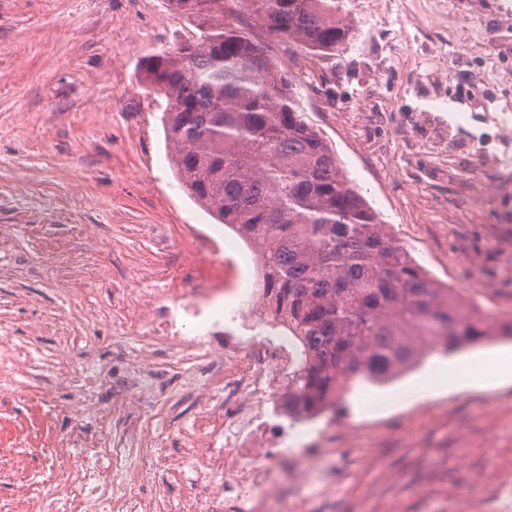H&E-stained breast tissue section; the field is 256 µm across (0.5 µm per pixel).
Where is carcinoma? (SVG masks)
Listing matches in <instances>:
<instances>
[{"mask_svg": "<svg viewBox=\"0 0 512 512\" xmlns=\"http://www.w3.org/2000/svg\"><path fill=\"white\" fill-rule=\"evenodd\" d=\"M197 30L145 56L146 91L167 99L165 139L188 194L263 254L269 305L306 354L294 385L318 412L361 384L390 381L427 342L455 351L498 332L426 276L306 121L300 86L224 0H165ZM267 32L315 55L353 33L342 0H239Z\"/></svg>", "mask_w": 512, "mask_h": 512, "instance_id": "obj_1", "label": "carcinoma"}]
</instances>
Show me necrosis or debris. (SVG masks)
I'll list each match as a JSON object with an SVG mask.
<instances>
[{
  "mask_svg": "<svg viewBox=\"0 0 512 512\" xmlns=\"http://www.w3.org/2000/svg\"><path fill=\"white\" fill-rule=\"evenodd\" d=\"M259 277L253 260L225 258L224 284L237 298L227 319L207 311L205 288L194 289L186 301L170 281H155L147 292L153 310L134 328L147 360L129 361L118 383L104 372L94 376L96 386L116 398L156 411L174 395L196 401L199 385L209 386L205 430L211 448L188 477L204 489L181 501V512H314L317 498L330 497L335 488L336 429L306 432L309 419L291 386L300 362L298 339L289 335L287 319L266 305ZM188 315L198 319L201 335L183 336ZM215 331L224 335L220 353L210 346ZM108 430L93 456L64 453L57 470L39 471L25 512H58L62 497L70 512H83L90 499L106 512H168L165 502H150L144 488L168 483L173 463L161 461L157 449L142 448L134 479H103L102 462L120 469L126 452L118 419Z\"/></svg>",
  "mask_w": 512,
  "mask_h": 512,
  "instance_id": "obj_1",
  "label": "necrosis or debris"
}]
</instances>
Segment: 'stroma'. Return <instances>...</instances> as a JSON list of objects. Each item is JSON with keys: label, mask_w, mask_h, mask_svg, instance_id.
<instances>
[{"label": "stroma", "mask_w": 512, "mask_h": 512, "mask_svg": "<svg viewBox=\"0 0 512 512\" xmlns=\"http://www.w3.org/2000/svg\"><path fill=\"white\" fill-rule=\"evenodd\" d=\"M354 37L318 56L240 20L299 85L307 121L425 272L483 311L512 315V0H343ZM188 31L164 0H0V473L22 512L35 465L95 447L107 417L133 448L183 465L203 406L144 421L137 402L85 389L68 366L138 352L113 321L146 315L133 289L183 269L190 225L213 219L169 162L164 98L139 61ZM512 336L437 351L395 382L336 404L348 452L318 512H473L512 470V383L438 396L446 359L471 378ZM395 403L377 408L380 398ZM92 409L80 429L71 412ZM373 448V464H363Z\"/></svg>", "instance_id": "stroma-1"}]
</instances>
